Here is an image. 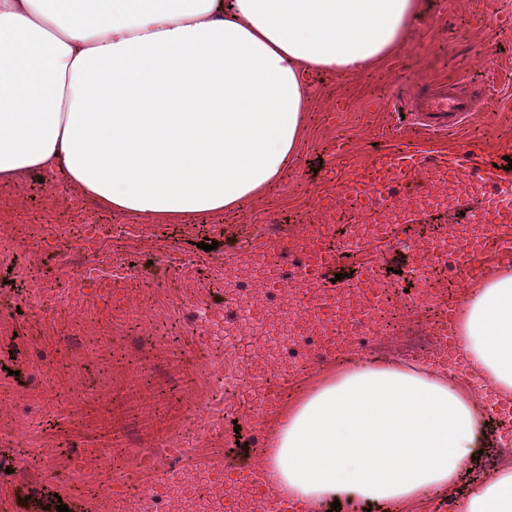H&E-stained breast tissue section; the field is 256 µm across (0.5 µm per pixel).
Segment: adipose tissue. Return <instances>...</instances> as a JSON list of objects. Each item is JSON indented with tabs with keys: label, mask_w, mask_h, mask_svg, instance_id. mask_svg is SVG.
Here are the masks:
<instances>
[{
	"label": "adipose tissue",
	"mask_w": 512,
	"mask_h": 512,
	"mask_svg": "<svg viewBox=\"0 0 512 512\" xmlns=\"http://www.w3.org/2000/svg\"><path fill=\"white\" fill-rule=\"evenodd\" d=\"M422 0H0V181L65 178L103 209L165 224L258 198L295 156L307 76L358 74L405 45ZM456 351L512 397V267L469 289ZM281 495L512 512V466L467 493L483 442L471 391L427 364L344 369L280 410Z\"/></svg>",
	"instance_id": "ef3b65f1"
}]
</instances>
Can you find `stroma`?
Instances as JSON below:
<instances>
[{"label": "stroma", "instance_id": "stroma-1", "mask_svg": "<svg viewBox=\"0 0 512 512\" xmlns=\"http://www.w3.org/2000/svg\"><path fill=\"white\" fill-rule=\"evenodd\" d=\"M512 0H426L406 46L380 65L359 74L309 76L311 101L303 139L277 188L220 217L196 216L186 224L129 220L124 232L93 246L102 275L115 295L84 289L60 298L49 320L0 316V361L17 350L25 386L0 371V462L52 460L46 489L58 493L70 512H139L127 502L115 507L96 498L102 482L117 487L164 483L166 477L250 465L235 453L234 432L253 445L269 447L258 435L252 413L262 382L247 381L231 403L212 397L210 376L241 373V357L265 342L262 331L242 330L236 310L225 308L214 285L230 274L265 268L267 278L295 265L268 226L296 223L337 184L352 180L376 158L394 150L405 135L398 114L417 86L453 80L481 86L483 109L452 139L418 135L424 155L460 158L472 172L475 191L469 208L451 206L400 225L392 240L372 238L340 262L346 278L368 264L386 269L389 288L406 285L405 242L430 225L465 224L494 185L482 172L495 167L512 180L504 159L512 157ZM17 187L0 184V224L16 236L0 275L11 272L14 287H0V304L14 290L32 293L46 279L65 280L67 265L33 246L27 225L83 224L94 213L60 214L53 206H21ZM206 303L208 326L187 327L181 307ZM85 316L84 345L67 343L75 316ZM210 408L201 436L181 432L189 406ZM31 420L27 434L18 417ZM169 448L162 469H140L139 457L156 446ZM87 449L80 472L70 468L68 449Z\"/></svg>", "mask_w": 512, "mask_h": 512}]
</instances>
